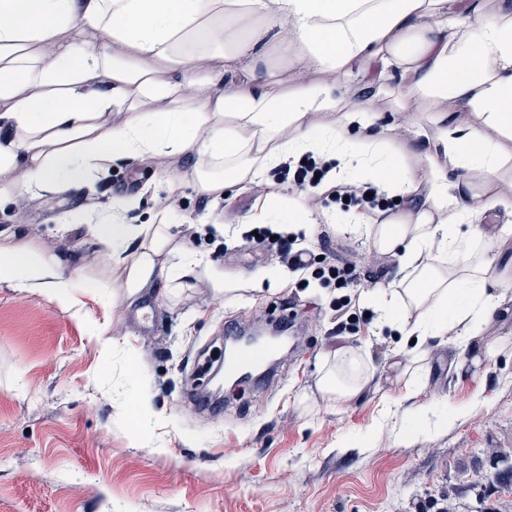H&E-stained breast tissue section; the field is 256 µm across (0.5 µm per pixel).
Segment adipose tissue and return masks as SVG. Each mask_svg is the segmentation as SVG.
Here are the masks:
<instances>
[{
	"mask_svg": "<svg viewBox=\"0 0 512 512\" xmlns=\"http://www.w3.org/2000/svg\"><path fill=\"white\" fill-rule=\"evenodd\" d=\"M293 69L314 77L285 80ZM351 79L427 114L402 136L372 97L343 90ZM446 102L472 124L450 121ZM306 155L331 165L311 193L269 178ZM166 157L180 161L170 183L225 210L252 191L243 223L279 210L294 231L333 224L396 257L397 276L359 294L378 326L420 344L459 327V370L492 353L485 328L512 314V294L474 238L505 243L488 216H512V0L491 15L483 0H0V201L35 186L65 195L113 165ZM367 182L396 213L309 201ZM140 205L125 194L65 214L126 264L131 298L159 276L179 284L194 262L168 248L169 207L132 223ZM0 280L61 300L75 287L28 240L0 244ZM374 377L360 348L339 347L317 388L347 401Z\"/></svg>",
	"mask_w": 512,
	"mask_h": 512,
	"instance_id": "ef3b65f1",
	"label": "adipose tissue"
}]
</instances>
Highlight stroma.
I'll return each instance as SVG.
<instances>
[{"instance_id": "stroma-1", "label": "stroma", "mask_w": 512, "mask_h": 512, "mask_svg": "<svg viewBox=\"0 0 512 512\" xmlns=\"http://www.w3.org/2000/svg\"><path fill=\"white\" fill-rule=\"evenodd\" d=\"M174 195L171 232L202 256L179 290L156 278L136 298L127 268L63 223L79 206L123 193ZM222 208L170 184L163 166L117 165L68 195L30 189L0 206V234L21 233L59 255L76 287L0 280V512H415L452 495L455 512H512V481L492 448H512V341L458 371L428 340L411 367L400 335L353 304L336 333L334 287L280 273L262 248L200 232ZM284 315L300 339L276 367L282 381H226L220 410L192 400L205 361L224 358V324ZM363 348L377 375L346 402L316 383L336 347ZM149 404L141 406L138 395Z\"/></svg>"}]
</instances>
